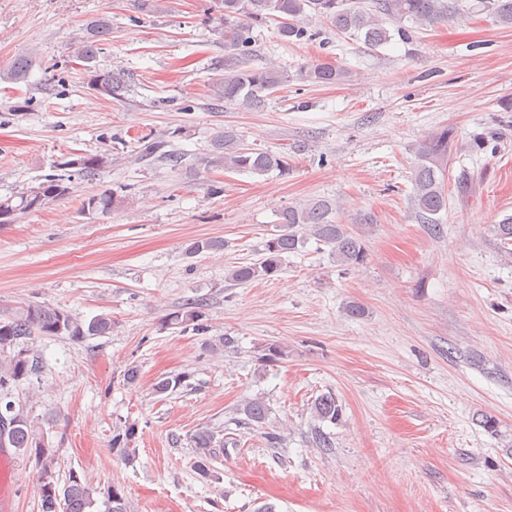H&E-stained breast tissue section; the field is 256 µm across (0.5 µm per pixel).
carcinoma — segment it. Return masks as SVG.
I'll return each instance as SVG.
<instances>
[{"mask_svg": "<svg viewBox=\"0 0 512 512\" xmlns=\"http://www.w3.org/2000/svg\"><path fill=\"white\" fill-rule=\"evenodd\" d=\"M219 12L217 31L224 39V61L217 70L221 74L211 79L210 98L215 107L224 104L241 110L263 108L269 96L288 85V71L273 63L262 67L248 66L252 29L270 20L278 23L277 32L287 42H302L312 38L306 20L319 18L338 34L361 35L364 43L377 48L390 42L392 35L384 21L395 25L397 35L407 40L410 32L401 23L408 20L419 27H432L443 22L462 20L483 13L499 24L512 27V0H371L368 5L360 0H215ZM112 34L111 20L101 15L90 20L81 30L72 46L73 57L84 63L88 85L96 93L113 100H122L131 91L132 78L122 70L101 71L93 65L104 41ZM33 59L23 56L15 59L8 78L25 82L29 77ZM349 75L340 66L322 63L310 64L300 69L299 76L315 85L338 83ZM136 159L164 162L179 168L183 154L171 148L168 139L144 135L137 139ZM455 137L450 128L430 134L415 148L412 202L421 223L429 231H441V212L448 211L446 179ZM115 161L110 150L81 155L58 164L63 170L76 169L84 178L93 179L112 167ZM214 167L227 171L246 172L263 176L271 172L288 174V156L281 153L246 147L232 127H225L211 139L210 160ZM69 178L51 175L44 181L14 195L0 197V224H12L27 213L37 211L46 204L70 193ZM123 200L110 192H102L84 200L83 210L92 216L109 215L122 206ZM340 205L331 199H313L305 204L290 206L278 213L274 233L266 240L262 256L255 262L234 266L225 278L232 282L249 283L270 279L281 272L286 256L297 254L313 239L328 252L336 264L351 267L367 259L365 235L338 220ZM224 241L201 239L193 242L189 253L220 251ZM202 304L190 305L167 315L165 324L187 327L201 317ZM112 332V317L100 314L85 323L67 310L46 302L23 303L0 315V390L4 391L36 374L39 369L37 356L30 354L27 343L43 336L62 337L82 342L90 336ZM181 375L159 379L154 384L158 395L173 393L183 386ZM313 424L310 427V444L327 451L336 442L323 430L322 424L337 423L343 409L333 393L318 396L312 403ZM243 424L261 428L266 424L270 408L261 398L245 401L239 408ZM135 435L130 424L124 431L112 435V448L120 451L125 460L135 453L129 443ZM231 438L216 440L207 428L198 430L191 437L195 454V469L202 479L212 476V462L219 450L227 447ZM15 448L18 454L34 461L42 473L39 485L40 512H91L94 495L102 494L108 512H131L127 499L114 486L103 489L92 487L77 473L70 474L64 485L53 476L58 462V449L45 436L43 429L22 411L15 410L12 402L0 412V448Z\"/></svg>", "mask_w": 512, "mask_h": 512, "instance_id": "1", "label": "carcinoma"}]
</instances>
